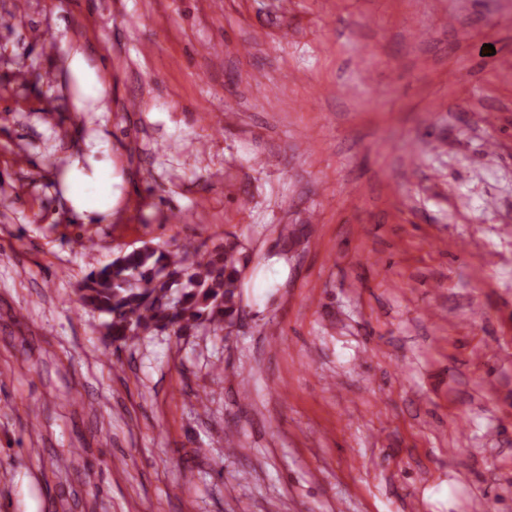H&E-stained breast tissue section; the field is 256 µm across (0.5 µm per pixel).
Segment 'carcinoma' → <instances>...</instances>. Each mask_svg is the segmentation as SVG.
<instances>
[{"mask_svg":"<svg viewBox=\"0 0 512 512\" xmlns=\"http://www.w3.org/2000/svg\"><path fill=\"white\" fill-rule=\"evenodd\" d=\"M242 251L235 235L196 259L146 244L90 271L80 302L107 317L103 336L115 353L156 329L178 337L203 325L221 329L241 306Z\"/></svg>","mask_w":512,"mask_h":512,"instance_id":"cac0c4a2","label":"carcinoma"}]
</instances>
